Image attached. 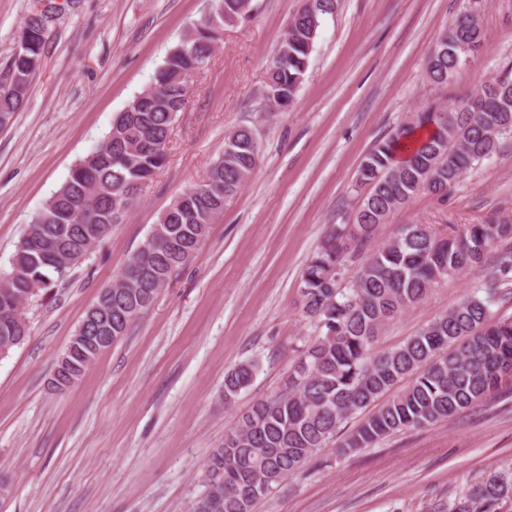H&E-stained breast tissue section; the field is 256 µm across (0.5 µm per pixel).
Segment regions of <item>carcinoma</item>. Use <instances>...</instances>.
Listing matches in <instances>:
<instances>
[{
	"label": "carcinoma",
	"instance_id": "obj_1",
	"mask_svg": "<svg viewBox=\"0 0 512 512\" xmlns=\"http://www.w3.org/2000/svg\"><path fill=\"white\" fill-rule=\"evenodd\" d=\"M27 15L17 31L9 83L0 85V118L12 120L42 66L45 35L56 0ZM337 0H303L288 22L267 71L265 111L290 105L301 86L321 25ZM252 0H215L212 11L189 27L154 75L156 89L141 92L118 113L100 145L33 215L10 271L0 274V356L29 336L27 307L62 283L87 252L123 223L137 204L139 185L167 162L177 113L184 111L187 78L207 68L224 28L251 16ZM473 8L444 30L427 62L428 78L446 84L482 41ZM427 129L415 137L420 129ZM512 137V77L485 84L448 109L432 105L412 113L362 159L355 186L361 203L350 224L330 228L302 276L304 312L319 335L300 353L281 392L256 401L224 435L206 464L199 501L204 512H252L326 447L354 414L400 382L404 387L371 412L338 444L343 454L370 448L384 437L462 412L488 397L512 368V318L489 321L490 306L512 288V223L448 226L406 224L374 247L379 225L419 194L445 197L474 162ZM407 153L396 160L397 149ZM256 125H242L224 140V153L200 185L176 197L119 277L85 313L65 352L57 378L77 382L107 346L153 304L175 272L202 249L211 224L258 166ZM358 261L341 285L345 257ZM488 267L490 278L390 350L376 349L381 329L426 298L435 286L462 272ZM258 363L246 361L224 375V403L249 387ZM512 482L488 479L448 512H502Z\"/></svg>",
	"mask_w": 512,
	"mask_h": 512
}]
</instances>
